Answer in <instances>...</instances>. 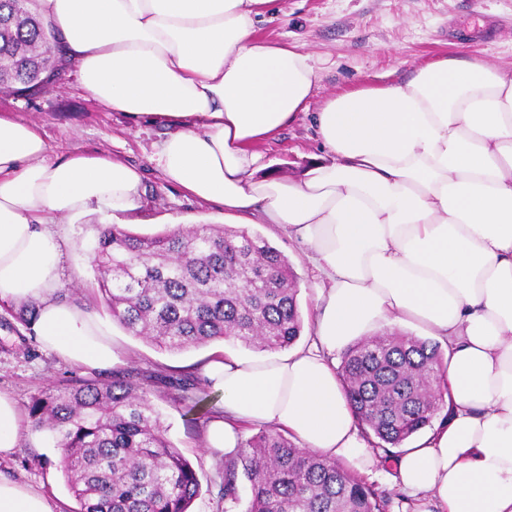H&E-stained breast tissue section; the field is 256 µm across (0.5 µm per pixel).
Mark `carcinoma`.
I'll use <instances>...</instances> for the list:
<instances>
[{
	"mask_svg": "<svg viewBox=\"0 0 512 512\" xmlns=\"http://www.w3.org/2000/svg\"><path fill=\"white\" fill-rule=\"evenodd\" d=\"M54 32L34 0H0V88H47L59 63ZM98 291L129 334L170 352L213 341L261 351L292 346L301 334L299 286L288 258L265 237L215 224L145 236L99 228ZM448 359L441 345L397 330L343 353L339 376L367 437L400 447L445 407ZM34 428L52 432L75 512H189L200 483L167 437L161 413L134 369L84 380L33 398ZM247 512H385L375 488L334 461L263 429L224 456L223 497Z\"/></svg>",
	"mask_w": 512,
	"mask_h": 512,
	"instance_id": "cac0c4a2",
	"label": "carcinoma"
}]
</instances>
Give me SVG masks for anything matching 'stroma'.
<instances>
[{
  "label": "stroma",
  "mask_w": 512,
  "mask_h": 512,
  "mask_svg": "<svg viewBox=\"0 0 512 512\" xmlns=\"http://www.w3.org/2000/svg\"><path fill=\"white\" fill-rule=\"evenodd\" d=\"M276 17L260 22L257 35L271 43L297 46L310 57L317 81L307 111L274 138L259 145L265 172L297 180L316 163L333 162L313 120L314 112L331 97L364 87H385L408 82L421 68L449 58H477L512 68V0H278ZM11 112L35 122L52 157L79 150L103 151L134 164L143 172L144 193L140 209L125 219L126 229L154 235L174 223L204 217L214 219L218 208L202 203L166 181L158 160L160 143L178 129L175 120L145 117L138 120L109 110L81 88L75 67L60 70L49 89L27 97L0 93V113ZM99 221L88 215L68 222L69 250L63 263L59 294L79 300L107 323L117 360L112 369L74 366L43 349L29 328L17 318L16 307L0 305V391L9 393L21 410H28L39 393L64 387L76 380H104L112 371L137 370L160 411L173 445L191 462L200 492L191 512H247L249 492L241 490L237 503L220 498L222 458L204 446L205 419L186 416L178 389L164 386V378L193 380L216 405L201 374L202 365L215 352L246 359L258 351L239 344L213 342L178 353L161 350L129 335L110 311L97 304L93 247ZM257 232L289 259L298 277V300L304 328L297 341H311L316 309L315 278L304 247L271 224ZM398 449L380 451V463L363 479L387 495L386 512H407L406 495L394 481L391 463ZM58 450L52 435L25 424L19 446L0 459V475L42 491L54 501L57 512H73L76 501L56 466Z\"/></svg>",
  "instance_id": "stroma-1"
}]
</instances>
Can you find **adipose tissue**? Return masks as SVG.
<instances>
[{"label":"adipose tissue","instance_id":"adipose-tissue-1","mask_svg":"<svg viewBox=\"0 0 512 512\" xmlns=\"http://www.w3.org/2000/svg\"><path fill=\"white\" fill-rule=\"evenodd\" d=\"M276 0H38L88 96L138 119L174 118L165 179L305 246L318 278L307 348L255 361L214 354L220 403L207 447L233 453L272 426L332 460L366 450L334 356L388 326L446 347L448 421L405 447L396 479L413 512H512V69L445 59L409 82L329 99L314 114L336 157L299 181L256 179L257 143L306 109L317 79L297 47L256 36ZM143 174L107 153L50 157L39 127L0 115V301L35 305L44 349L106 368L107 327L62 300L64 219L140 208ZM0 512H56L0 478Z\"/></svg>","mask_w":512,"mask_h":512}]
</instances>
